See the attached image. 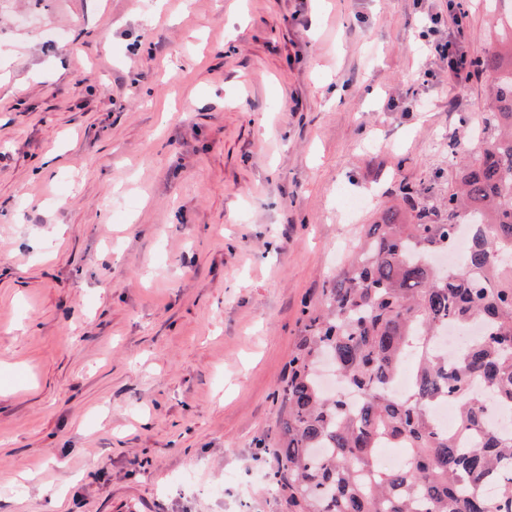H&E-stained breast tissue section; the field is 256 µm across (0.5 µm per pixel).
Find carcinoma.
<instances>
[{
  "instance_id": "carcinoma-1",
  "label": "carcinoma",
  "mask_w": 512,
  "mask_h": 512,
  "mask_svg": "<svg viewBox=\"0 0 512 512\" xmlns=\"http://www.w3.org/2000/svg\"><path fill=\"white\" fill-rule=\"evenodd\" d=\"M496 45L472 61L491 78L485 133L449 146L461 162L446 217L415 188L381 210L362 251L322 289L326 313L311 316L277 390L284 405L272 483L299 512H512V434L485 429L493 399L512 411V12L489 4ZM469 246L459 264L433 257L459 228ZM490 332L452 355L439 347L450 328ZM413 391L392 393L407 360ZM358 395L350 406L319 382L322 363ZM459 406L448 431L431 408ZM380 448H400L404 468L376 465ZM495 483V496L484 495Z\"/></svg>"
}]
</instances>
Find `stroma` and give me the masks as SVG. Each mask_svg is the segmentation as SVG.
<instances>
[{
  "mask_svg": "<svg viewBox=\"0 0 512 512\" xmlns=\"http://www.w3.org/2000/svg\"><path fill=\"white\" fill-rule=\"evenodd\" d=\"M447 12L0 0V512H293L306 317L398 184L447 199L488 101L427 56Z\"/></svg>",
  "mask_w": 512,
  "mask_h": 512,
  "instance_id": "stroma-1",
  "label": "stroma"
}]
</instances>
